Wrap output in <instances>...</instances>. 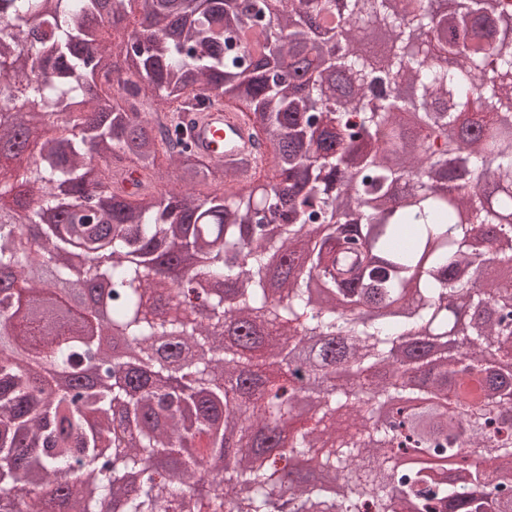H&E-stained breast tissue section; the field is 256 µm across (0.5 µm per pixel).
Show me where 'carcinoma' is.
Masks as SVG:
<instances>
[{
	"label": "carcinoma",
	"mask_w": 512,
	"mask_h": 512,
	"mask_svg": "<svg viewBox=\"0 0 512 512\" xmlns=\"http://www.w3.org/2000/svg\"><path fill=\"white\" fill-rule=\"evenodd\" d=\"M140 21L120 44L106 34L134 3ZM0 0V153L37 159L0 182V196L37 192L19 217L0 219V336L28 352L22 371L0 359V496L25 490L13 512H512V374L478 358L448 367L430 393L368 375L322 391L336 355L357 366L425 370L401 355L407 326L428 338L466 335L480 352L512 337V290L483 279L466 246L475 227L512 241V0ZM396 35L386 65L365 63L369 24ZM147 91L184 109L207 93L243 102L276 181L249 194L201 199L195 186L234 177L191 149L173 118L155 121L112 91ZM390 93L368 97L376 84ZM414 84L420 155L393 166L378 139L403 140L396 117ZM122 171L125 192L96 174L90 148ZM472 177L456 182L448 153ZM199 285L226 278L237 292L209 297L213 315L190 321L191 283L158 276L172 262ZM319 279L324 297L310 283ZM76 279L108 285L90 309L132 348L122 373L110 352L43 299ZM90 386L46 389L42 367ZM317 392L315 420L292 428L297 391ZM377 424L362 406L402 396L430 402ZM354 431L328 448L340 408ZM482 449L465 468L463 446ZM235 467L211 479V461ZM304 459L334 483L283 485L279 468Z\"/></svg>",
	"instance_id": "cac0c4a2"
}]
</instances>
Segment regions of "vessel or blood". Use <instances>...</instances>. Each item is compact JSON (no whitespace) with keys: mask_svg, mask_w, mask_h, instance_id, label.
<instances>
[{"mask_svg":"<svg viewBox=\"0 0 512 512\" xmlns=\"http://www.w3.org/2000/svg\"><path fill=\"white\" fill-rule=\"evenodd\" d=\"M189 119L187 133L195 151L234 172L237 183L251 182L265 162L266 149L241 110L217 102L190 113Z\"/></svg>","mask_w":512,"mask_h":512,"instance_id":"b4317fda","label":"vessel or blood"}]
</instances>
